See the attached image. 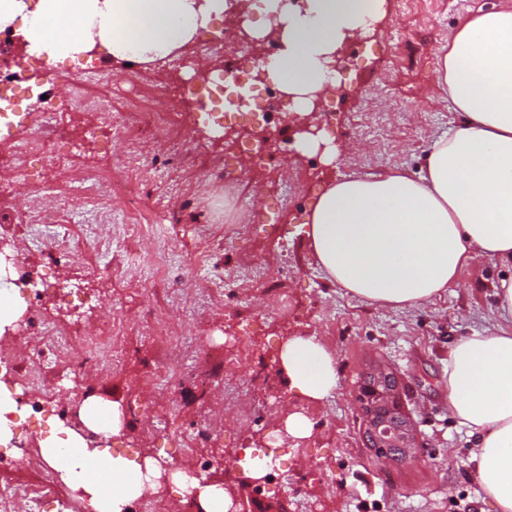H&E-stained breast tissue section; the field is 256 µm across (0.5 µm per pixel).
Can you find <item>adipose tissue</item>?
Instances as JSON below:
<instances>
[{
  "instance_id": "1",
  "label": "adipose tissue",
  "mask_w": 512,
  "mask_h": 512,
  "mask_svg": "<svg viewBox=\"0 0 512 512\" xmlns=\"http://www.w3.org/2000/svg\"><path fill=\"white\" fill-rule=\"evenodd\" d=\"M225 0H0V30L20 24L28 54L49 66L92 49L105 60L149 62L187 48L223 14ZM249 11L277 14L280 49L268 75L313 109L310 92L335 84L325 66L344 30H367L384 0H253ZM437 79L458 114L418 171L382 168L322 186L306 222L311 251L328 281L390 309L430 302L480 260L512 266V0L465 18L440 57ZM496 325L448 349V404L473 440L476 479L495 512H512V275L494 287ZM277 358L290 388L324 400L338 380L333 354L314 336L283 338ZM66 486L92 512H124L143 485L141 467L109 449H88L70 429L40 443ZM106 461L111 491L90 473ZM170 480L201 512H229L222 483L178 470Z\"/></svg>"
}]
</instances>
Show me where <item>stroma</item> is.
I'll return each instance as SVG.
<instances>
[{"instance_id": "obj_1", "label": "stroma", "mask_w": 512, "mask_h": 512, "mask_svg": "<svg viewBox=\"0 0 512 512\" xmlns=\"http://www.w3.org/2000/svg\"><path fill=\"white\" fill-rule=\"evenodd\" d=\"M490 0H388V12L371 41L357 48L345 73L343 94L332 108L337 144L362 143L363 152L323 163L320 155L295 151L259 157L245 151L250 119L228 117L237 142L213 132L195 97L182 94L186 74L176 63L146 69L115 66L93 54L64 61L45 78L44 65L29 60L33 91L66 102L54 161H34L26 175L9 162L14 141L31 138L30 122L0 137V239L33 276L54 273L63 289L46 294L41 314L55 326L80 316L86 341L64 352L92 356L97 366L73 377L41 363L28 390L44 429L57 424L65 392L101 395L128 407L126 433L135 449L162 446V434H189L185 463L224 458L233 464L242 449L268 450L288 415L312 423L309 436L294 439L295 484L238 483L236 500L247 512L257 503L276 512H494L472 476L471 440L448 405V347L458 337L495 322L493 283L511 272L485 260L465 270L458 285L432 302L406 310L360 301L331 284L305 243V218L326 180L381 166L418 171L420 158L438 136L454 127L448 96L437 83L439 54L469 14ZM106 75L89 98L109 112L128 114L124 90L135 83L150 106L170 113L161 129L143 124L137 140L115 134L102 112L71 97L76 73ZM166 90L157 98L158 90ZM95 170L136 196L127 210L116 196L109 212L56 204L51 187L60 178ZM260 197V214L244 240H225L235 210L225 198ZM41 208L57 213L54 239L38 240L19 214ZM223 275L228 286L210 296L198 281ZM120 327L125 356L119 367L105 357L104 323ZM318 337L335 355L336 388L322 402L298 396L282 382L275 361L284 336ZM211 349L196 365L194 344ZM178 355L168 374L174 404L155 395V365L162 352ZM372 362L398 372L403 410L416 423L423 449L416 460L396 464L368 448L356 408L360 375ZM279 380L275 404L261 400L268 380ZM223 431L215 441L196 432L200 420ZM45 461L31 443L24 463L0 459V487L41 484Z\"/></svg>"}]
</instances>
